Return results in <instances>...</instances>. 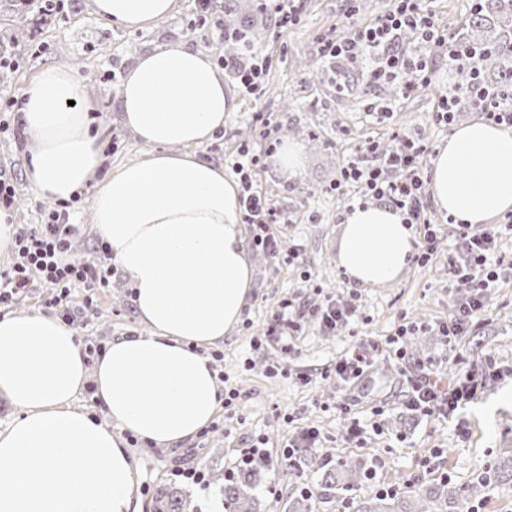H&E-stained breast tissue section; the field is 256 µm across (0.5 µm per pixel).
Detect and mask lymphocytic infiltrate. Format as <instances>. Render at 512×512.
I'll list each match as a JSON object with an SVG mask.
<instances>
[{
	"label": "lymphocytic infiltrate",
	"instance_id": "lymphocytic-infiltrate-1",
	"mask_svg": "<svg viewBox=\"0 0 512 512\" xmlns=\"http://www.w3.org/2000/svg\"><path fill=\"white\" fill-rule=\"evenodd\" d=\"M223 8L222 0H195L199 23L211 24L219 29L222 39L239 44L238 55L221 57L225 72L238 81L243 92L260 96L265 90V76L273 60L255 51L246 34L224 28ZM434 45L440 47L449 67L464 63L465 52L456 44L453 35L439 25L433 13L421 10L418 0H399L395 10L378 16L372 24L352 26L345 36L324 39L321 55L328 59L343 56L364 65L372 81L396 83L402 95L407 96L418 85L429 83L430 48ZM463 99L483 112L487 120L512 128V77L498 87L488 86L477 77L467 85L450 86L433 115L435 122L452 125L456 107ZM272 151L269 145L244 143L231 161V168L242 185V221L249 227L251 243L269 251L276 246L272 225L290 221L288 214L277 208L253 179L255 170L264 165ZM429 153L426 143L405 136L388 153L381 151L375 142H365L356 158L346 161L340 181L330 187L346 208L373 199L399 210L404 223L415 228V251L411 257L415 263L429 260L439 248L437 232L427 219L424 206L423 167ZM73 231L70 213L65 209L48 211L42 222L35 225H16L12 261L0 270V308L18 303L38 281L53 288L54 294L47 304L58 309L64 322L73 323L76 318L87 317L95 310L99 292L110 284L112 251L107 243L100 241L96 244V260L70 261L68 254ZM452 249L448 280L460 284L464 293L455 300L447 321L439 325V336L450 346L483 325L489 294L496 279L494 267L502 262L495 253L494 234L474 232L468 224H459ZM76 285L82 286L86 295L82 308L74 310L67 305L66 299ZM409 334L408 327L402 325L386 341L361 340L348 355L337 361V376H359L364 366L383 353L405 359L404 339ZM496 374V369L488 367L445 386L428 367L418 365L408 377L407 404L428 413L454 415L466 408L485 378Z\"/></svg>",
	"mask_w": 512,
	"mask_h": 512
}]
</instances>
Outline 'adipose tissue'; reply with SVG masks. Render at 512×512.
Segmentation results:
<instances>
[{
	"mask_svg": "<svg viewBox=\"0 0 512 512\" xmlns=\"http://www.w3.org/2000/svg\"><path fill=\"white\" fill-rule=\"evenodd\" d=\"M91 7L109 24L143 30L169 16L174 0ZM83 95L63 65L43 69L22 92V131L34 145L26 169L37 196L69 199L99 163ZM118 103L146 152L100 182L93 224L149 332L112 339L90 365L76 331L55 316H0V394L18 411L0 429V512H138L140 474L124 433L172 448L211 423L224 402L205 350L243 321L253 270L240 186L198 150L223 131L236 101L210 58L177 42L138 59ZM429 175L440 210L490 223L512 211V133L485 122L458 126ZM413 242L399 211L357 206L345 216L337 262L358 284H388L407 267ZM89 382L108 422L74 404Z\"/></svg>",
	"mask_w": 512,
	"mask_h": 512,
	"instance_id": "obj_1",
	"label": "adipose tissue"
}]
</instances>
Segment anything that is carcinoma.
Returning <instances> with one entry per match:
<instances>
[{
  "label": "carcinoma",
  "instance_id": "cac0c4a2",
  "mask_svg": "<svg viewBox=\"0 0 512 512\" xmlns=\"http://www.w3.org/2000/svg\"><path fill=\"white\" fill-rule=\"evenodd\" d=\"M458 42L476 50L471 69L459 70L462 84L471 80L470 70L480 78L499 85L512 74V0H490L479 13L471 15L456 31ZM305 467L320 474L321 488L349 491L371 478V470L357 459L341 458L333 464L318 455H306L300 460ZM492 475L481 474L461 491L448 488L444 478L414 491L379 492L367 500H347L350 512H456L457 497L461 494L475 501L482 498L492 478H512V458L497 460ZM250 474L240 477V483L222 488L224 512H255V502L244 493ZM153 512H185L186 500L174 488H162L154 496Z\"/></svg>",
  "mask_w": 512,
  "mask_h": 512
}]
</instances>
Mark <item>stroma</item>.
<instances>
[{"label":"stroma","instance_id":"obj_1","mask_svg":"<svg viewBox=\"0 0 512 512\" xmlns=\"http://www.w3.org/2000/svg\"><path fill=\"white\" fill-rule=\"evenodd\" d=\"M90 2L65 0L62 10L43 20L36 0L23 10L14 0H0V52L18 61L16 67L0 70V105L19 97L42 69L69 66L83 83V107L91 131L100 139L103 165L117 167L144 152L117 108L118 87L138 57L181 42L216 60L224 53V42L213 27L196 25L191 0H176L172 14L154 28L134 31L109 26L94 16ZM394 5V0H303L300 22L279 28L255 12L253 0L226 2L225 23L251 28L260 49L275 63L259 99L244 96L236 83H229L236 109L226 120L218 146H204L205 156L217 164L231 158L254 128V114L264 112L276 127L279 144L301 148L302 170L298 179L288 180L270 156L256 171L257 182L293 221L273 227L278 258L251 251V305L244 322L217 347L215 367L224 372L228 387L237 389L239 397L224 412L222 430L199 433L180 448L141 440L130 443L141 474V512H152L156 489L173 483L187 492L191 512H220L223 481L241 451L259 436L267 442L252 464L247 489L259 512H286L288 503L306 487L317 493L312 512H342L339 496L320 494L318 473L282 459L285 443L311 427L320 431L323 449L332 459L352 456L370 468L371 480L353 492L357 498L372 497L388 487L409 491L443 478L461 488L512 450V234L501 235L497 242L508 262L497 270L487 321L452 351L436 334L458 296L448 282L447 251L425 264L409 265L399 279L380 287L356 285L336 263L345 208L329 188L339 178L344 161L370 138L388 142L397 133L436 148L446 144L452 132L432 120L438 100L455 79L444 61H437L429 85L405 98L396 95L392 86H369L359 71L353 74L357 84L353 96L337 93L326 80L306 81L299 75V63L305 59L312 68H321L320 42L345 33L349 7H356L354 21L360 24ZM368 100L390 105L392 117L368 116L364 108ZM311 129L317 140H309ZM19 146L17 128L0 133V169L13 177L17 223L38 224L57 202L35 195ZM92 196L88 187L71 202V220L77 226L71 256L77 261L94 255ZM297 242L304 246V263L299 267L288 262V251ZM130 294L126 278L113 272L110 287L98 296L95 314L73 324L81 340L105 344L140 330ZM336 296L355 309L346 327L324 332L303 319L294 332L293 349L254 347V339L265 334L283 302H300L312 310ZM403 323L415 328L406 343L408 364L383 355L359 380L348 383L336 378L337 360L362 338L385 339ZM429 360L442 363V377L450 383L489 361L499 374L487 380L462 417L437 418L404 405L409 364ZM348 395L357 399L352 417L361 427L352 443L344 440L349 419L336 409ZM191 469L204 474V484L183 479V472Z\"/></svg>","mask_w":512,"mask_h":512}]
</instances>
